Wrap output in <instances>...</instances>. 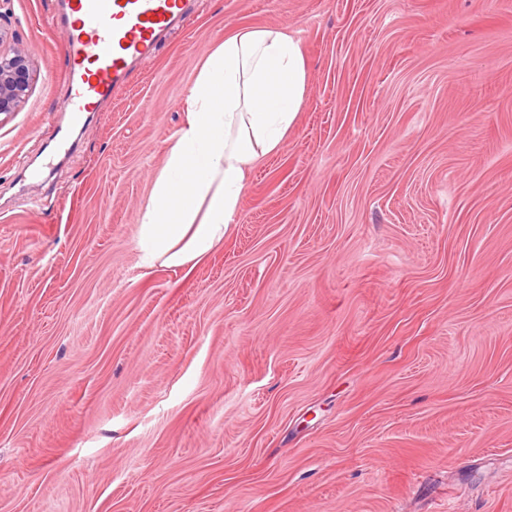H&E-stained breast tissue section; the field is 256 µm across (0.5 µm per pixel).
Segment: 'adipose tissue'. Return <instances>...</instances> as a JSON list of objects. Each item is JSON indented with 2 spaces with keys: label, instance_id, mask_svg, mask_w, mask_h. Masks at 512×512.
I'll use <instances>...</instances> for the list:
<instances>
[{
  "label": "adipose tissue",
  "instance_id": "ef3b65f1",
  "mask_svg": "<svg viewBox=\"0 0 512 512\" xmlns=\"http://www.w3.org/2000/svg\"><path fill=\"white\" fill-rule=\"evenodd\" d=\"M300 40L285 30L240 27L207 57L140 213L146 264H195L235 223L248 171L277 153L308 99Z\"/></svg>",
  "mask_w": 512,
  "mask_h": 512
}]
</instances>
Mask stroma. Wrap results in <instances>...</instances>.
<instances>
[{
	"label": "stroma",
	"instance_id": "obj_1",
	"mask_svg": "<svg viewBox=\"0 0 512 512\" xmlns=\"http://www.w3.org/2000/svg\"><path fill=\"white\" fill-rule=\"evenodd\" d=\"M0 121V512H512V0H198L99 111L57 112L55 0ZM309 98L222 247L138 212L227 33Z\"/></svg>",
	"mask_w": 512,
	"mask_h": 512
}]
</instances>
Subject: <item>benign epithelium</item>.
I'll return each mask as SVG.
<instances>
[{
	"label": "benign epithelium",
	"instance_id": "benign-epithelium-1",
	"mask_svg": "<svg viewBox=\"0 0 512 512\" xmlns=\"http://www.w3.org/2000/svg\"><path fill=\"white\" fill-rule=\"evenodd\" d=\"M32 81V61L7 13L0 11V115L16 111L27 96Z\"/></svg>",
	"mask_w": 512,
	"mask_h": 512
}]
</instances>
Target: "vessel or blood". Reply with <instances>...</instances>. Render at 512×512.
<instances>
[{"label": "vessel or blood", "instance_id": "vessel-or-blood-1", "mask_svg": "<svg viewBox=\"0 0 512 512\" xmlns=\"http://www.w3.org/2000/svg\"><path fill=\"white\" fill-rule=\"evenodd\" d=\"M191 0H56L59 33L69 59L70 93L59 111L81 118L117 93L137 64L183 22Z\"/></svg>", "mask_w": 512, "mask_h": 512}]
</instances>
